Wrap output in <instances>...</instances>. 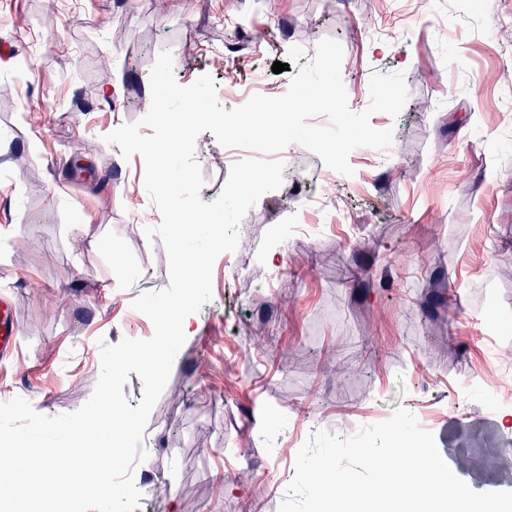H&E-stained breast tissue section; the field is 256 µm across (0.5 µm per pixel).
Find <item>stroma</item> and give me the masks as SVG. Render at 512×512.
<instances>
[{
  "label": "stroma",
  "instance_id": "35a3bbf8",
  "mask_svg": "<svg viewBox=\"0 0 512 512\" xmlns=\"http://www.w3.org/2000/svg\"><path fill=\"white\" fill-rule=\"evenodd\" d=\"M0 0V291L19 326L0 362V403L23 397L53 417L78 410L101 371L100 343L148 339L140 294L166 289L169 262L144 204L141 156L103 137L142 118L150 71L170 51L183 86L225 72L287 91L303 26L343 47L351 110L373 73H403L398 117L370 124L392 145L351 152L352 175L298 146L302 171L248 211L236 251L220 254L212 298L191 316L142 438L141 467L166 474L157 512H278L295 448L340 437L404 407L428 416L446 464L476 492L512 491V431L474 393L512 356V0ZM266 33L235 34L225 16ZM286 71L273 73L274 62ZM122 73L113 98L101 72ZM433 108L419 115L414 103ZM211 132L195 145L204 202L230 171ZM310 196L335 199L347 223L293 232ZM445 287L431 294L425 284ZM228 493H221V485Z\"/></svg>",
  "mask_w": 512,
  "mask_h": 512
}]
</instances>
